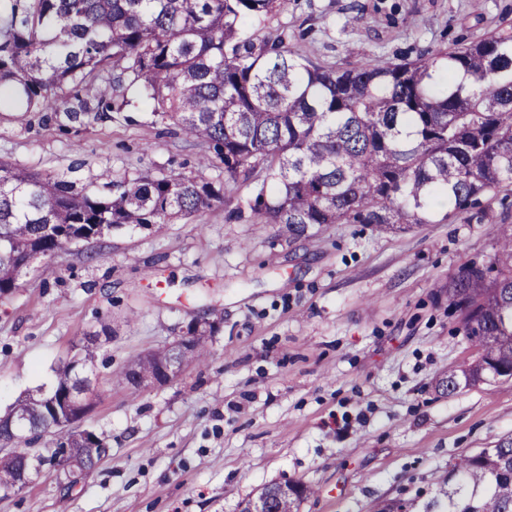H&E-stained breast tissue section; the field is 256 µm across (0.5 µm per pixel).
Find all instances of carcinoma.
Masks as SVG:
<instances>
[{
    "mask_svg": "<svg viewBox=\"0 0 512 512\" xmlns=\"http://www.w3.org/2000/svg\"><path fill=\"white\" fill-rule=\"evenodd\" d=\"M288 0H0V108L21 88L26 111L67 131L112 118L134 89L187 140L207 146L201 163L234 181L258 168L265 180L253 210L266 224L301 237L324 224H373L399 231L446 223L478 196L512 184V29L463 47L389 63L316 62L283 38L239 37V27L285 8ZM224 200L213 184L180 172L111 183L100 195L65 174L0 162V292L13 293L36 253L61 255L125 225L151 229ZM466 338L486 352L448 372L450 395L490 378H512V232H501L491 264L464 266L448 285ZM187 362L208 356L204 336ZM163 348L118 376L157 371ZM96 347L77 348L49 393L18 400L0 417V442L25 416L26 442L53 437L73 451L71 475L92 467L84 433L72 430L65 392L87 393L83 369ZM0 456V490L25 458ZM313 495L288 482L270 512H299ZM377 512H512V436L463 454L424 508L389 500Z\"/></svg>",
    "mask_w": 512,
    "mask_h": 512,
    "instance_id": "obj_1",
    "label": "carcinoma"
}]
</instances>
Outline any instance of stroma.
<instances>
[{
    "instance_id": "obj_1",
    "label": "stroma",
    "mask_w": 512,
    "mask_h": 512,
    "mask_svg": "<svg viewBox=\"0 0 512 512\" xmlns=\"http://www.w3.org/2000/svg\"><path fill=\"white\" fill-rule=\"evenodd\" d=\"M512 25V0H288L241 34L282 36L326 62L399 63ZM151 105L61 135L39 116L0 112V161L106 180L173 171L223 181L224 199L160 231L123 227L27 267L0 300V416L36 390L84 337L110 326L81 425L110 454L68 483L41 467L0 512H242L271 483L315 494L300 512L425 504L462 452L512 435V380L452 395L436 381L479 356L448 302L467 264L485 265L512 228V187L443 224L382 232L328 224L292 239L249 202L260 176L224 181ZM212 322L205 364L138 393L111 382L189 324Z\"/></svg>"
}]
</instances>
